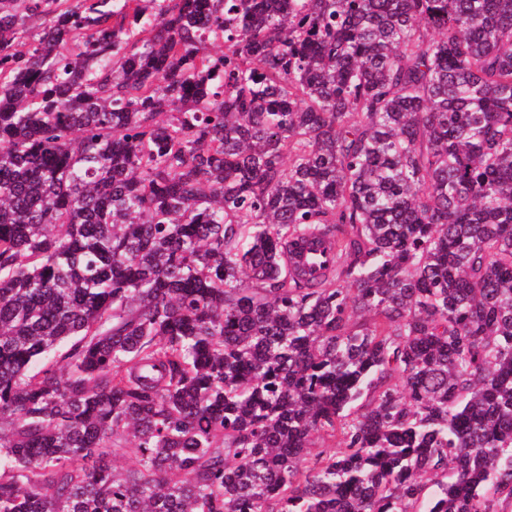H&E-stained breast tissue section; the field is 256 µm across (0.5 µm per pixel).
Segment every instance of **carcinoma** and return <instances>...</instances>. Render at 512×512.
<instances>
[{
  "mask_svg": "<svg viewBox=\"0 0 512 512\" xmlns=\"http://www.w3.org/2000/svg\"><path fill=\"white\" fill-rule=\"evenodd\" d=\"M510 506L512 0H0V512ZM285 253L290 271L305 278L320 275L335 260V251L329 242L313 234L294 236Z\"/></svg>",
  "mask_w": 512,
  "mask_h": 512,
  "instance_id": "1",
  "label": "carcinoma"
}]
</instances>
